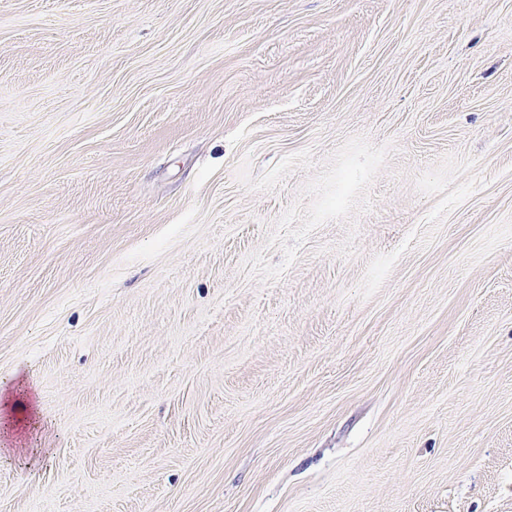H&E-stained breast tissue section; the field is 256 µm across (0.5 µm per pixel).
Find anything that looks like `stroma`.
I'll list each match as a JSON object with an SVG mask.
<instances>
[{"label": "stroma", "instance_id": "1", "mask_svg": "<svg viewBox=\"0 0 512 512\" xmlns=\"http://www.w3.org/2000/svg\"><path fill=\"white\" fill-rule=\"evenodd\" d=\"M0 512H512V0H0Z\"/></svg>", "mask_w": 512, "mask_h": 512}]
</instances>
